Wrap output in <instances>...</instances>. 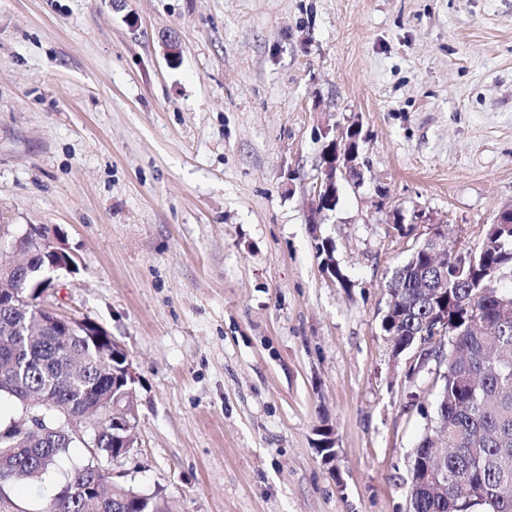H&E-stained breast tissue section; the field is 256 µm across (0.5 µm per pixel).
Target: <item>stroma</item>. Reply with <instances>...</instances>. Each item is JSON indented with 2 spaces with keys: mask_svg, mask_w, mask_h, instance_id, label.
<instances>
[{
  "mask_svg": "<svg viewBox=\"0 0 512 512\" xmlns=\"http://www.w3.org/2000/svg\"><path fill=\"white\" fill-rule=\"evenodd\" d=\"M354 126L363 179L312 223ZM509 207L512 0H0V253L66 243L46 303L134 369L107 468L170 512H410L442 370L395 354L387 284L431 227L475 250Z\"/></svg>",
  "mask_w": 512,
  "mask_h": 512,
  "instance_id": "1",
  "label": "stroma"
}]
</instances>
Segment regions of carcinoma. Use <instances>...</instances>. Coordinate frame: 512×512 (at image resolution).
<instances>
[{"instance_id": "carcinoma-1", "label": "carcinoma", "mask_w": 512, "mask_h": 512, "mask_svg": "<svg viewBox=\"0 0 512 512\" xmlns=\"http://www.w3.org/2000/svg\"><path fill=\"white\" fill-rule=\"evenodd\" d=\"M43 244L27 247L31 275L12 282L15 304L0 310V398L19 401L31 393L58 407L96 409V457L75 468L38 512H164L162 503L114 482L99 463L130 453L133 388L121 381L128 355L114 343L64 335L43 325L36 289ZM460 259L448 261V362L441 375L433 417L435 435L414 450L412 476L430 474L434 484L410 496L411 512H512V291L488 288L489 279L512 269V224H489L474 252L468 278L456 277ZM430 271L426 254L413 251L395 268L390 295L400 300L398 345L415 342L433 301L425 297ZM40 430L12 422L0 426V512H23L6 492L37 482L66 455L73 440L55 409L42 412Z\"/></svg>"}]
</instances>
